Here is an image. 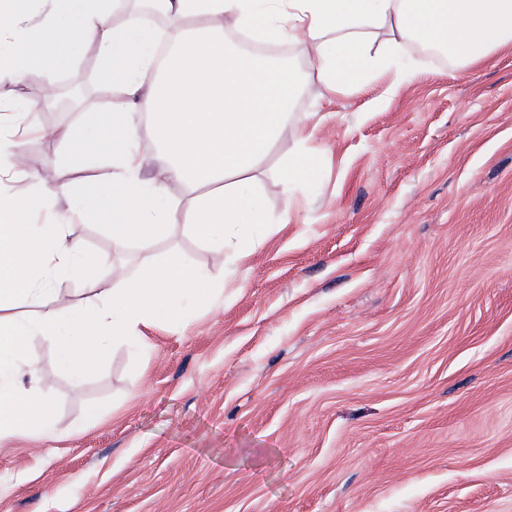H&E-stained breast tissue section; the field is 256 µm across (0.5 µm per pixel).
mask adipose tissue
<instances>
[{"label": "adipose tissue", "mask_w": 512, "mask_h": 512, "mask_svg": "<svg viewBox=\"0 0 512 512\" xmlns=\"http://www.w3.org/2000/svg\"><path fill=\"white\" fill-rule=\"evenodd\" d=\"M156 15L168 18L165 29L153 24ZM232 30L294 44L313 67L302 72L245 53L229 40ZM410 45L464 70L482 65L512 51V0H145L119 20L113 0H0L1 85L67 65L89 46L120 87L96 115L112 142L113 172L102 191L85 195L70 182L45 185L23 147L32 135L63 143L84 170L99 163L96 139L73 125L31 123L56 97L0 98V444L32 433L57 437L34 339L54 349L81 388L112 344L149 346L148 330L181 316L210 280L188 265L125 276L107 258L70 246L75 217L111 216L120 250L180 223L245 265L259 243L240 225L270 221L256 192L268 157L286 129L301 145L312 136L314 113L294 108L302 88L317 82L336 94L390 70L406 74ZM144 136L152 153L139 148ZM21 178L38 191L15 192ZM172 181L181 197L169 196ZM71 273L85 283L75 302L56 286Z\"/></svg>", "instance_id": "ef3b65f1"}]
</instances>
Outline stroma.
Instances as JSON below:
<instances>
[{
	"mask_svg": "<svg viewBox=\"0 0 512 512\" xmlns=\"http://www.w3.org/2000/svg\"><path fill=\"white\" fill-rule=\"evenodd\" d=\"M406 57L420 72L395 96L385 76L298 98L321 116L318 176L285 209V131L259 184L273 222L241 227L266 238L247 273L181 228L119 253L101 216L71 223L129 274L187 264L219 293L78 391L34 342L58 438L0 446V512H512V51L473 71ZM96 59L46 66L84 108L36 123L93 121ZM27 145L51 183L112 172L107 139L81 172L63 145Z\"/></svg>",
	"mask_w": 512,
	"mask_h": 512,
	"instance_id": "1",
	"label": "stroma"
}]
</instances>
